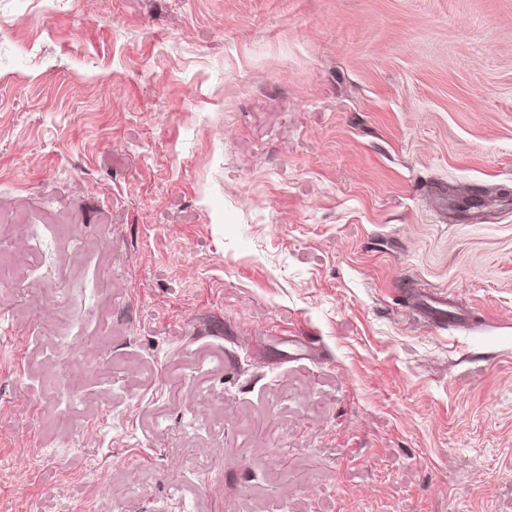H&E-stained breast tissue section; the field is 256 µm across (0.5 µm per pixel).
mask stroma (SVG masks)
<instances>
[{"label":"stroma","mask_w":512,"mask_h":512,"mask_svg":"<svg viewBox=\"0 0 512 512\" xmlns=\"http://www.w3.org/2000/svg\"><path fill=\"white\" fill-rule=\"evenodd\" d=\"M0 264V512H512V0H0ZM405 301L420 309L434 326L448 325V312L454 314L456 322L464 323L467 320V317L458 311H448L451 303L448 301V296L441 293L407 290L405 292Z\"/></svg>","instance_id":"obj_1"}]
</instances>
